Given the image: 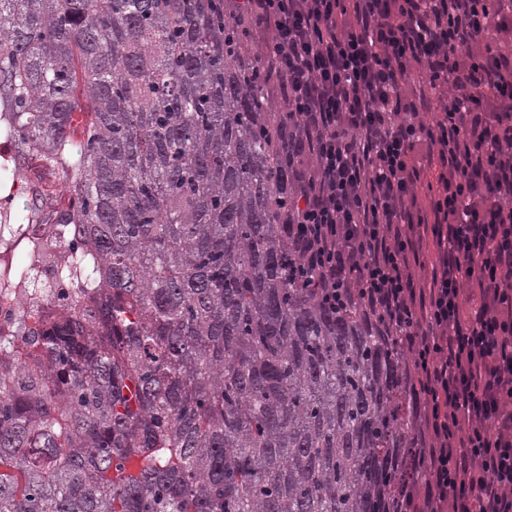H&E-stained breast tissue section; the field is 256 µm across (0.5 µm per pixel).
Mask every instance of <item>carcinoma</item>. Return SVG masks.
<instances>
[{
  "label": "carcinoma",
  "mask_w": 512,
  "mask_h": 512,
  "mask_svg": "<svg viewBox=\"0 0 512 512\" xmlns=\"http://www.w3.org/2000/svg\"><path fill=\"white\" fill-rule=\"evenodd\" d=\"M221 0H0V114L79 275L0 328V512H398L412 354L297 280L264 69Z\"/></svg>",
  "instance_id": "obj_1"
}]
</instances>
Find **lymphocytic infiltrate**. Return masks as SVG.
<instances>
[{
	"label": "lymphocytic infiltrate",
	"mask_w": 512,
	"mask_h": 512,
	"mask_svg": "<svg viewBox=\"0 0 512 512\" xmlns=\"http://www.w3.org/2000/svg\"><path fill=\"white\" fill-rule=\"evenodd\" d=\"M265 32L284 214L325 296L404 336L408 512H512V0H234Z\"/></svg>",
	"instance_id": "obj_1"
}]
</instances>
